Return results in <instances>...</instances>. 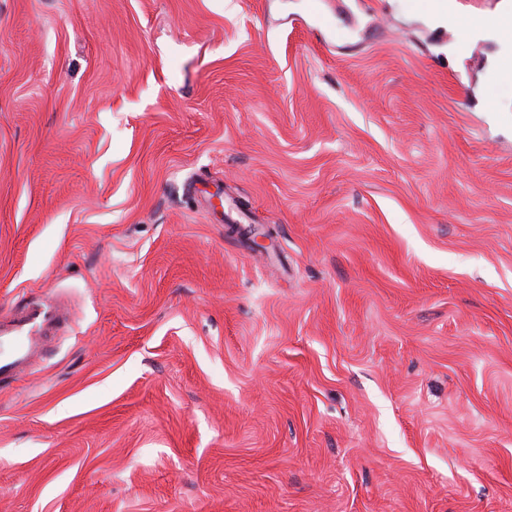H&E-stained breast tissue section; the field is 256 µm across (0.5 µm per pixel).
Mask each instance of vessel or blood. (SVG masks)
Listing matches in <instances>:
<instances>
[{
  "instance_id": "b4317fda",
  "label": "vessel or blood",
  "mask_w": 512,
  "mask_h": 512,
  "mask_svg": "<svg viewBox=\"0 0 512 512\" xmlns=\"http://www.w3.org/2000/svg\"><path fill=\"white\" fill-rule=\"evenodd\" d=\"M72 313L51 292L30 295L0 315V383L32 374L48 342L68 325Z\"/></svg>"
}]
</instances>
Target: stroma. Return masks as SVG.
I'll use <instances>...</instances> for the list:
<instances>
[{
  "instance_id": "35a3bbf8",
  "label": "stroma",
  "mask_w": 512,
  "mask_h": 512,
  "mask_svg": "<svg viewBox=\"0 0 512 512\" xmlns=\"http://www.w3.org/2000/svg\"><path fill=\"white\" fill-rule=\"evenodd\" d=\"M417 2L0 0L8 512H512V96ZM72 313L52 291L31 294L0 315V383L32 374L48 342L68 325Z\"/></svg>"
}]
</instances>
